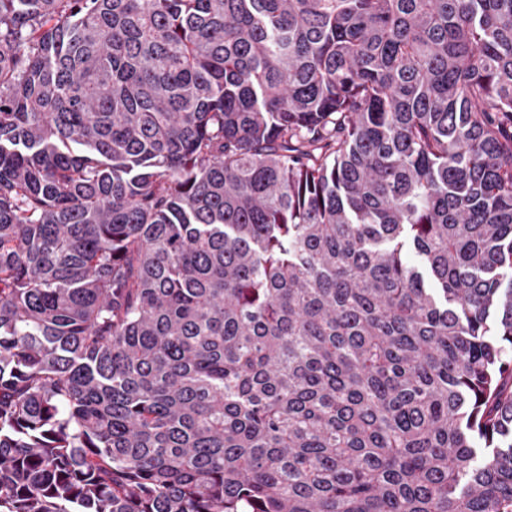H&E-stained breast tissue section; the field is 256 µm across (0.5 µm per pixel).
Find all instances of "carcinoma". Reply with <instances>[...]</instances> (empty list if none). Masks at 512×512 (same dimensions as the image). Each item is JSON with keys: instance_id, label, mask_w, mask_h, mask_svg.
<instances>
[{"instance_id": "1", "label": "carcinoma", "mask_w": 512, "mask_h": 512, "mask_svg": "<svg viewBox=\"0 0 512 512\" xmlns=\"http://www.w3.org/2000/svg\"><path fill=\"white\" fill-rule=\"evenodd\" d=\"M0 512H512V0H0Z\"/></svg>"}]
</instances>
